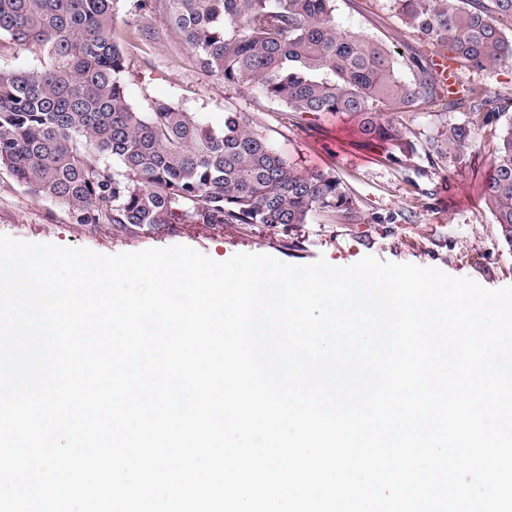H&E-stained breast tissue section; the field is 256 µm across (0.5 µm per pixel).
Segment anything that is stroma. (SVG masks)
Returning <instances> with one entry per match:
<instances>
[{
    "label": "stroma",
    "instance_id": "1",
    "mask_svg": "<svg viewBox=\"0 0 512 512\" xmlns=\"http://www.w3.org/2000/svg\"><path fill=\"white\" fill-rule=\"evenodd\" d=\"M167 0H151L148 10L136 0H120L116 23L124 35L130 102L147 110L154 102H171L220 123L225 113L244 112L288 162L332 172L358 206L357 222L329 216L292 227L228 224L124 233L109 224L75 223L68 211L35 196L0 169V234L34 243L83 247L114 255L150 247L185 244L224 261L239 252L274 256L293 264L325 258L335 266L354 264L363 256L435 267L469 277L489 288L512 285V247L505 242L480 190L491 172V129L476 130L467 165L458 167L429 154L426 138L448 122L464 120L461 112L436 108L405 112L403 124L419 141L413 159L390 156L360 144L349 118L298 115L258 96L225 87L204 72L183 40L167 27ZM340 29L383 41L398 62L412 53L429 55L421 35L395 14L391 0H336Z\"/></svg>",
    "mask_w": 512,
    "mask_h": 512
}]
</instances>
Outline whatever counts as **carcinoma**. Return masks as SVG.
Returning <instances> with one entry per match:
<instances>
[{"instance_id": "carcinoma-1", "label": "carcinoma", "mask_w": 512, "mask_h": 512, "mask_svg": "<svg viewBox=\"0 0 512 512\" xmlns=\"http://www.w3.org/2000/svg\"><path fill=\"white\" fill-rule=\"evenodd\" d=\"M119 0H0V37L50 58L46 68L0 73V169L67 209L78 224L129 231L170 224L357 221L333 173L282 158L244 112L212 124L200 112L125 91L127 59L114 21ZM400 20L466 67L512 64V0H392ZM336 0H169L166 22L224 86L287 112L351 116L360 133L410 160L417 146L399 114L443 103L467 119L428 141L433 155L467 163L474 130L493 127L492 174L482 200L512 247V91L470 84L457 94L409 58L338 29Z\"/></svg>"}]
</instances>
